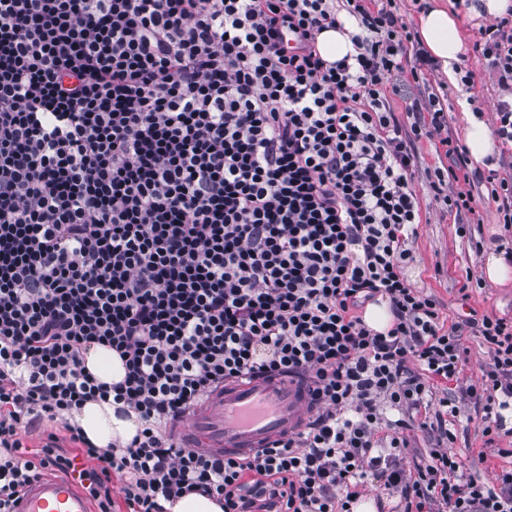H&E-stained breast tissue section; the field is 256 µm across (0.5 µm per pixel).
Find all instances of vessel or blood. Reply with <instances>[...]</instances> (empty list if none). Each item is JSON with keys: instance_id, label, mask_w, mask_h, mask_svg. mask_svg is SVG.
<instances>
[{"instance_id": "obj_1", "label": "vessel or blood", "mask_w": 512, "mask_h": 512, "mask_svg": "<svg viewBox=\"0 0 512 512\" xmlns=\"http://www.w3.org/2000/svg\"><path fill=\"white\" fill-rule=\"evenodd\" d=\"M308 382L299 377L246 378L224 385L205 406L175 422L185 447L245 455L303 427ZM15 512H95L77 473L32 483Z\"/></svg>"}]
</instances>
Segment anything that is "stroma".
Returning a JSON list of instances; mask_svg holds the SVG:
<instances>
[{
	"label": "stroma",
	"mask_w": 512,
	"mask_h": 512,
	"mask_svg": "<svg viewBox=\"0 0 512 512\" xmlns=\"http://www.w3.org/2000/svg\"><path fill=\"white\" fill-rule=\"evenodd\" d=\"M460 65L471 70V87L449 84V133L462 139L459 117L462 103L479 109L485 121H492L500 100L512 98V93L499 88L490 79L484 60L474 54L461 53ZM413 185L421 206L422 222L413 245L414 260L405 268L412 284L434 294L440 303V317L445 325L465 324L472 315H496L512 318V283L497 286L485 281L482 257L476 244L493 249L492 238L501 234L496 205L488 200L484 184H471L470 190L478 207L475 214L463 217L449 213L437 198L429 183V171L446 166L445 151L437 141L421 140L415 150ZM456 439L452 454L463 464V474L483 481H492L499 459L481 458L483 438L476 421L458 416L454 425Z\"/></svg>",
	"instance_id": "1"
}]
</instances>
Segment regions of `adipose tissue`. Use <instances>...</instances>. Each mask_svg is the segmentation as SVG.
Here are the masks:
<instances>
[{"mask_svg": "<svg viewBox=\"0 0 512 512\" xmlns=\"http://www.w3.org/2000/svg\"><path fill=\"white\" fill-rule=\"evenodd\" d=\"M418 38L429 56L447 76H454L453 66L459 60L462 38L454 4L433 7L422 12L417 21ZM463 140L471 166L494 168L498 143L491 127L472 113H462ZM114 401H90L73 413L71 421L79 425L89 440L105 448L112 443L131 442L142 428L137 414L123 417L115 412Z\"/></svg>", "mask_w": 512, "mask_h": 512, "instance_id": "obj_1", "label": "adipose tissue"}]
</instances>
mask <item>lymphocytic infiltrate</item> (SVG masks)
Returning <instances> with one entry per match:
<instances>
[{
    "label": "lymphocytic infiltrate",
    "mask_w": 512,
    "mask_h": 512,
    "mask_svg": "<svg viewBox=\"0 0 512 512\" xmlns=\"http://www.w3.org/2000/svg\"><path fill=\"white\" fill-rule=\"evenodd\" d=\"M0 0V512L31 480L71 464L43 423L90 462L98 512H167L196 493L224 512H353L377 482L405 512H512V469L460 476L448 450L459 409L438 388L468 360L463 329L404 268L421 221L415 144L445 146L434 185L485 183L512 225V160L470 173L443 97L403 127L394 78L436 62L414 48L400 0ZM356 22L352 58L317 38ZM295 44L286 47L285 35ZM472 50L512 87V8ZM387 302L384 332L361 316ZM475 331L491 365L465 395L494 444L512 407V320ZM117 352L96 382L84 356ZM304 374L305 428L251 458L182 448L178 418L219 384ZM114 398L144 427L92 445L70 421ZM432 441L406 467V430ZM86 369L97 382L109 385L123 380L125 370L119 356L110 348L96 345L85 355Z\"/></svg>",
    "instance_id": "obj_1"
}]
</instances>
